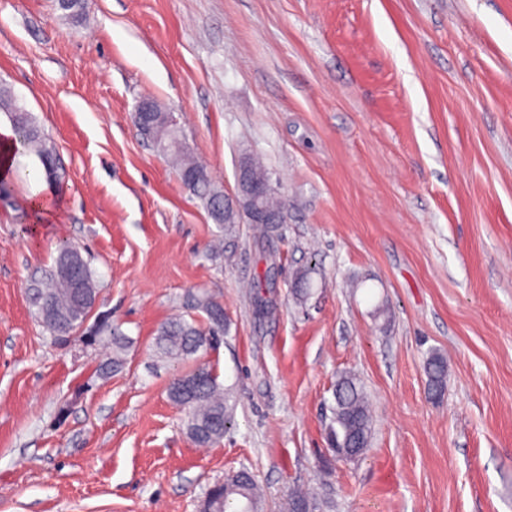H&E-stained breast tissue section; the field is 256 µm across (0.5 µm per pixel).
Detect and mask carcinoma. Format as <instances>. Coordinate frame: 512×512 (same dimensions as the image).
Returning a JSON list of instances; mask_svg holds the SVG:
<instances>
[{"label": "carcinoma", "mask_w": 512, "mask_h": 512, "mask_svg": "<svg viewBox=\"0 0 512 512\" xmlns=\"http://www.w3.org/2000/svg\"><path fill=\"white\" fill-rule=\"evenodd\" d=\"M0 111L4 112L11 126L21 124L30 131L27 139L21 141L24 151L34 154L39 161L52 158L56 149L39 123L29 112L18 111L10 92L0 85ZM179 175L193 170L201 174L199 181L189 185L193 193L204 204L223 205L220 192L211 181L206 168L185 152L176 153ZM76 263L82 272L81 288H74L69 277V263ZM316 266L307 265L296 271L292 295L300 303H306L316 288ZM27 296L34 315L58 341L68 340L70 333L88 315L95 304L98 290L92 273L82 255L71 246L61 248L53 265L38 278L33 279ZM199 308L205 313L206 326L196 320L183 317L164 323L155 337V349L160 357L167 360L185 361L201 350L212 346L214 333L226 331V318L222 305L212 299L198 300ZM101 334L110 337L112 356L100 364V372L109 375L125 365V351L129 338L119 327L105 322ZM427 376L428 394L431 398L441 397L448 377L447 359L437 351L429 352L424 363ZM186 380L196 382L192 400L185 401L184 395L170 385L169 397L187 409L185 430L188 436L200 446L218 443L224 437V430L231 421L232 408L229 394L218 382V378L204 364L183 374ZM331 405V420L328 425V440L336 456L348 459L360 457L369 447L372 438V421L367 396L358 378L344 372L336 379ZM307 506L311 512H323V502L312 493L295 491L282 506V512H296ZM204 508L210 512H262L263 504L252 475L235 474L224 482L211 487L204 499Z\"/></svg>", "instance_id": "cac0c4a2"}]
</instances>
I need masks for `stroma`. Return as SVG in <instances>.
<instances>
[{
	"label": "stroma",
	"instance_id": "1",
	"mask_svg": "<svg viewBox=\"0 0 512 512\" xmlns=\"http://www.w3.org/2000/svg\"><path fill=\"white\" fill-rule=\"evenodd\" d=\"M1 84L66 181L38 226L34 156L0 194V512H199L242 469L265 512L297 488L333 512H512V0H84L75 19L0 0ZM144 97L224 194L243 153L265 164L288 208L273 259L143 139ZM65 244L131 340L105 378L111 344L56 342L27 300ZM312 261L299 306L292 275ZM203 296L226 334L160 359V325L202 319ZM431 349L448 359L438 401ZM198 361L234 407L207 448L168 396ZM345 371L372 420L352 462L326 442Z\"/></svg>",
	"mask_w": 512,
	"mask_h": 512
}]
</instances>
